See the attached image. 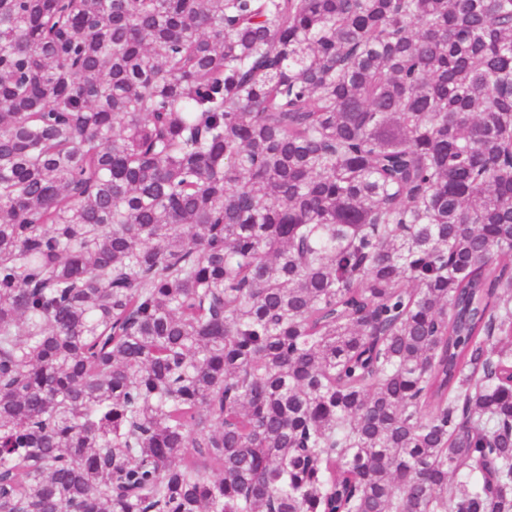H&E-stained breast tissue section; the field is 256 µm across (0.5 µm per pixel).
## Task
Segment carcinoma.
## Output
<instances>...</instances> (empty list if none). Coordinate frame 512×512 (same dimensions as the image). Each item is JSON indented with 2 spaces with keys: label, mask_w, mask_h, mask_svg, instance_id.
Masks as SVG:
<instances>
[{
  "label": "carcinoma",
  "mask_w": 512,
  "mask_h": 512,
  "mask_svg": "<svg viewBox=\"0 0 512 512\" xmlns=\"http://www.w3.org/2000/svg\"><path fill=\"white\" fill-rule=\"evenodd\" d=\"M0 512H512V0H0Z\"/></svg>",
  "instance_id": "obj_1"
}]
</instances>
